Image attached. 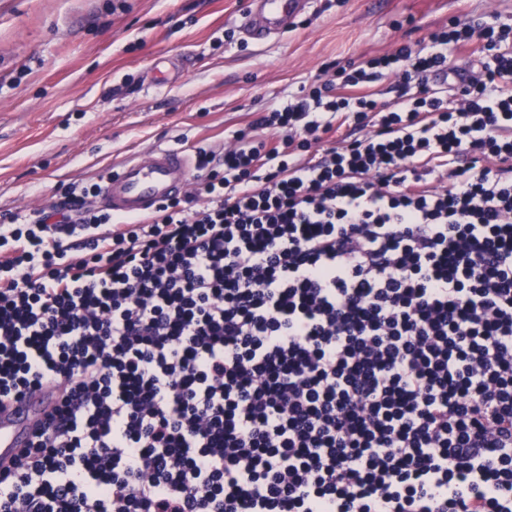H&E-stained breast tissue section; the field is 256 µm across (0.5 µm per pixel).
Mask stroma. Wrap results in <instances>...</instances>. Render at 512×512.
I'll return each mask as SVG.
<instances>
[{
	"instance_id": "stroma-1",
	"label": "stroma",
	"mask_w": 512,
	"mask_h": 512,
	"mask_svg": "<svg viewBox=\"0 0 512 512\" xmlns=\"http://www.w3.org/2000/svg\"><path fill=\"white\" fill-rule=\"evenodd\" d=\"M0 0V215L157 146L230 145L265 112L352 63L417 45L454 18L512 24V0H313L254 44L246 0ZM181 56L153 89L152 62Z\"/></svg>"
}]
</instances>
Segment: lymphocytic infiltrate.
Masks as SVG:
<instances>
[{"mask_svg":"<svg viewBox=\"0 0 512 512\" xmlns=\"http://www.w3.org/2000/svg\"><path fill=\"white\" fill-rule=\"evenodd\" d=\"M338 77L152 216L0 225V403L60 389L0 512H512V26Z\"/></svg>","mask_w":512,"mask_h":512,"instance_id":"1","label":"lymphocytic infiltrate"}]
</instances>
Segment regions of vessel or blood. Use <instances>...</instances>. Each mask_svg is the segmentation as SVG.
Wrapping results in <instances>:
<instances>
[{
  "mask_svg": "<svg viewBox=\"0 0 512 512\" xmlns=\"http://www.w3.org/2000/svg\"><path fill=\"white\" fill-rule=\"evenodd\" d=\"M309 6L310 0H247L242 29L253 41H267L288 29ZM193 169L185 149L155 147L148 160L130 159L106 173L100 202L116 215L151 213L184 191ZM54 399L55 391L48 387L0 408V463L10 464L28 445Z\"/></svg>",
  "mask_w": 512,
  "mask_h": 512,
  "instance_id": "b4317fda",
  "label": "vessel or blood"
}]
</instances>
